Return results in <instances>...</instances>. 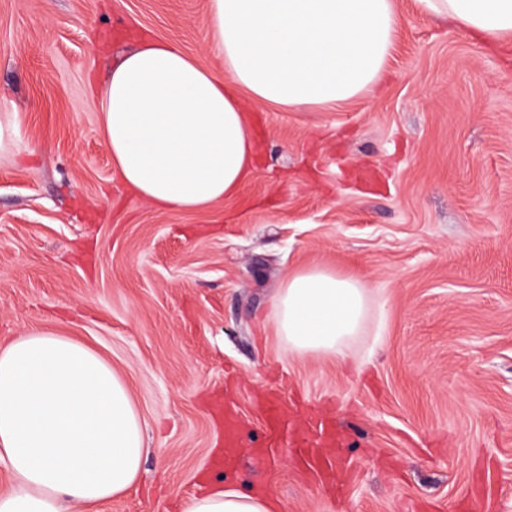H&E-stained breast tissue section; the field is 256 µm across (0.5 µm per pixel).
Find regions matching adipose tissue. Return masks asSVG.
I'll use <instances>...</instances> for the list:
<instances>
[{"mask_svg":"<svg viewBox=\"0 0 512 512\" xmlns=\"http://www.w3.org/2000/svg\"><path fill=\"white\" fill-rule=\"evenodd\" d=\"M495 45L512 42V0H418ZM223 73L153 38L124 52L82 106L98 112L112 166L140 198L194 212L237 195L258 145L240 101L341 107L379 80L399 26L396 0H209ZM376 302L359 277L310 265L274 298L291 353L348 360ZM144 426L126 381L96 351L30 329L0 341V462L13 479L0 512H96L139 478ZM272 495L221 484L184 512H280Z\"/></svg>","mask_w":512,"mask_h":512,"instance_id":"obj_1","label":"adipose tissue"}]
</instances>
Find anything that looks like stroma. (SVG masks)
Returning a JSON list of instances; mask_svg holds the SVG:
<instances>
[{
    "instance_id": "obj_1",
    "label": "stroma",
    "mask_w": 512,
    "mask_h": 512,
    "mask_svg": "<svg viewBox=\"0 0 512 512\" xmlns=\"http://www.w3.org/2000/svg\"><path fill=\"white\" fill-rule=\"evenodd\" d=\"M383 83L336 108L249 107L235 197L158 209L112 168L92 77L139 36L219 72L208 0H0V338L55 330L130 384L149 452L99 512H183L224 482L284 512H512V44L397 0ZM362 276L384 303L348 351L293 356L271 297L291 270ZM333 419L344 484L269 448L262 398ZM243 453L217 467L213 403ZM17 114L16 112H3L0 113V157L10 154L14 142L17 127Z\"/></svg>"
}]
</instances>
